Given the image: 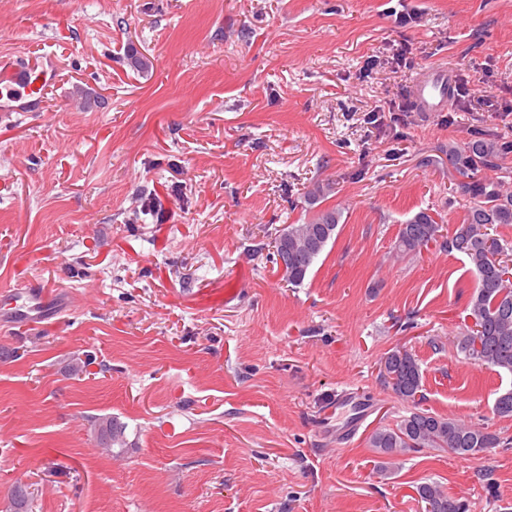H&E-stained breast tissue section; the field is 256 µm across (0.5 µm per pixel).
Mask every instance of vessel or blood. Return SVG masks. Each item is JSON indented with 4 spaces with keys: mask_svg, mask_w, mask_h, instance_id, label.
<instances>
[{
    "mask_svg": "<svg viewBox=\"0 0 512 512\" xmlns=\"http://www.w3.org/2000/svg\"><path fill=\"white\" fill-rule=\"evenodd\" d=\"M56 77L54 64L37 61L18 62L12 59L0 60V115L10 116L19 112L39 109L44 93ZM452 79L446 68H429L424 76L412 86L411 95L420 112H441L448 104ZM11 322L34 325L45 321L60 311V303L48 289L35 284L16 288L0 303ZM351 408L352 413L338 427H331L329 417H322L319 431H334L337 438L350 434L368 415L369 406L357 403L354 392L348 391L333 403V410Z\"/></svg>",
    "mask_w": 512,
    "mask_h": 512,
    "instance_id": "obj_1",
    "label": "vessel or blood"
}]
</instances>
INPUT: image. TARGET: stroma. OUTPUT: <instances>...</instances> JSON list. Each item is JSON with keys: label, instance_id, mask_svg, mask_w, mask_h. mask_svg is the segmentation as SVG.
I'll return each mask as SVG.
<instances>
[{"label": "stroma", "instance_id": "1", "mask_svg": "<svg viewBox=\"0 0 512 512\" xmlns=\"http://www.w3.org/2000/svg\"><path fill=\"white\" fill-rule=\"evenodd\" d=\"M4 56L52 57L57 77L41 111L0 118V296L34 283L68 307L0 322V512L18 485L31 512H424L425 482L512 512V417L494 412L512 376L457 348L468 263L391 257L418 212L462 223L449 143L512 139V0H0ZM433 64L468 94L415 111ZM78 87L105 107L77 109ZM319 181L342 216L293 285L271 241L312 217ZM398 346L422 408L508 447L380 470L369 438L408 409L379 375ZM344 389L372 411L339 443L316 423ZM105 416L125 447L99 446Z\"/></svg>", "mask_w": 512, "mask_h": 512}]
</instances>
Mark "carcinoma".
I'll list each match as a JSON object with an SVG mask.
<instances>
[{"instance_id":"1","label":"carcinoma","mask_w":512,"mask_h":512,"mask_svg":"<svg viewBox=\"0 0 512 512\" xmlns=\"http://www.w3.org/2000/svg\"><path fill=\"white\" fill-rule=\"evenodd\" d=\"M127 64L145 73L151 61L132 48ZM512 153V141L504 138L474 137L448 145V164L460 174H472L467 192L471 206L454 233L439 241L440 225L425 212H419L401 225L393 246L396 257L413 256L441 242L450 253L462 255L475 278L469 301L468 318L472 325L458 338L457 347L475 364L512 375V276L509 275L508 244L492 234L496 224H512V194L498 182L477 177L493 170L498 161ZM341 211H317L303 224H287L273 239L275 260H283V277L290 284L302 283L335 237ZM380 376L402 401L411 405L397 427L377 429L370 436L371 447L390 456L420 448H443L461 456L476 455L501 444L498 435L461 420L443 417L419 407L423 373L414 354L404 347L391 350L380 362ZM499 416H512V388L500 393L494 402ZM92 427L99 445L109 449L124 446L125 426L110 417L96 418ZM425 512H468L466 501L445 493L435 482L416 489ZM15 512H28L33 493L20 486L12 493Z\"/></svg>"}]
</instances>
